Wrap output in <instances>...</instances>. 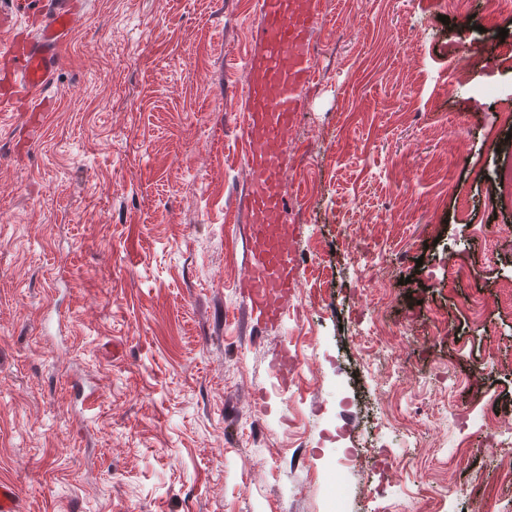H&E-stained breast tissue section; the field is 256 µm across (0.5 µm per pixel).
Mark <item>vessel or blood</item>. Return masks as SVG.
I'll return each mask as SVG.
<instances>
[{"label": "vessel or blood", "instance_id": "b4317fda", "mask_svg": "<svg viewBox=\"0 0 512 512\" xmlns=\"http://www.w3.org/2000/svg\"><path fill=\"white\" fill-rule=\"evenodd\" d=\"M39 20L21 39L0 40V106L18 100L35 101L48 90L60 50L78 20L75 0H37ZM286 0H259V51L246 60L253 73L249 107L243 115L248 136L247 158L255 179L249 194L254 216L248 240L256 263L248 280L252 308L271 311V300L293 285L283 259L280 238L272 234L268 218L281 206L277 187L279 162L271 158L269 142L282 139L300 109L301 92L314 79L310 31L320 22L318 0H304L289 8Z\"/></svg>", "mask_w": 512, "mask_h": 512}]
</instances>
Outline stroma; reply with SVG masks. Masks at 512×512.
Listing matches in <instances>:
<instances>
[{
    "label": "stroma",
    "instance_id": "obj_1",
    "mask_svg": "<svg viewBox=\"0 0 512 512\" xmlns=\"http://www.w3.org/2000/svg\"><path fill=\"white\" fill-rule=\"evenodd\" d=\"M258 22L87 0L40 125L0 112V481L20 512H329L336 482L342 512H500L466 415L512 424V5L332 0L276 147L297 283L273 322L243 291Z\"/></svg>",
    "mask_w": 512,
    "mask_h": 512
}]
</instances>
